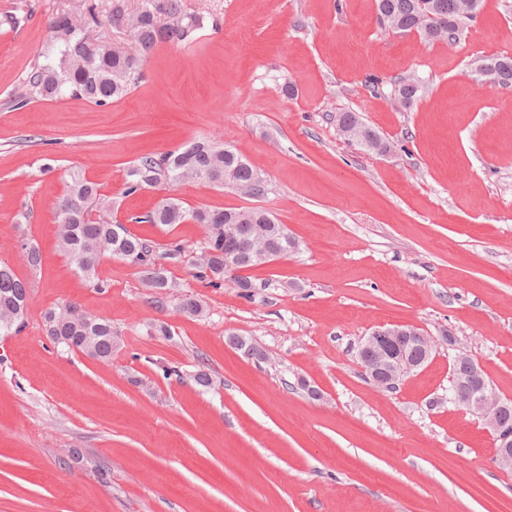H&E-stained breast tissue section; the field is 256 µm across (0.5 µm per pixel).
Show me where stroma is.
Instances as JSON below:
<instances>
[{
	"mask_svg": "<svg viewBox=\"0 0 512 512\" xmlns=\"http://www.w3.org/2000/svg\"><path fill=\"white\" fill-rule=\"evenodd\" d=\"M91 4L110 0H0V261L32 287L23 329L0 336V512H512V469L449 391L463 355L512 400V87L473 72L512 56V0H483L453 43L395 32L375 0H182L204 28L157 47L125 97L15 106L49 20ZM409 76L421 91L404 107ZM343 112L387 151L345 140ZM200 138L241 153L262 192L185 181L123 196L138 159ZM73 170L119 198V220L169 193L266 209L298 247L249 270L246 298L197 278L200 225L135 224L185 245L165 263L175 290L153 293L119 259L92 290L57 247ZM185 294L204 316L179 311ZM67 301L111 322L110 362L54 345L44 314ZM395 324L435 354L386 390L357 353Z\"/></svg>",
	"mask_w": 512,
	"mask_h": 512,
	"instance_id": "stroma-1",
	"label": "stroma"
}]
</instances>
